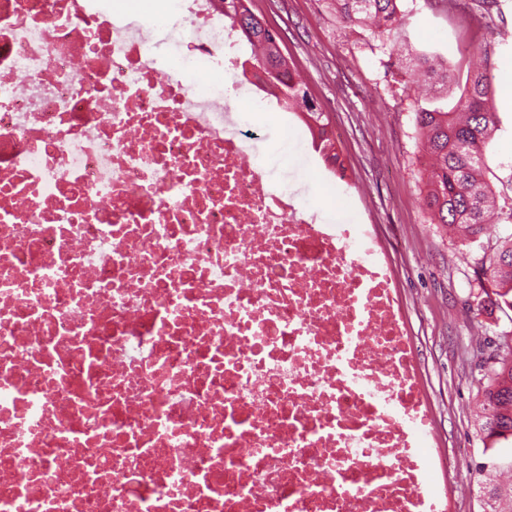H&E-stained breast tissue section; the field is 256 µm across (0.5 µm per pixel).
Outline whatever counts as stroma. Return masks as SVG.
Instances as JSON below:
<instances>
[{
	"mask_svg": "<svg viewBox=\"0 0 512 512\" xmlns=\"http://www.w3.org/2000/svg\"><path fill=\"white\" fill-rule=\"evenodd\" d=\"M251 8L279 31L300 80L328 116L345 170L323 161L293 113L248 116L249 141L271 180L287 185L305 210L329 224H366L376 234L418 346L434 427L426 453L448 456L445 468L433 469L434 484L447 512H483L476 466L486 457L474 415L484 368L512 337V318L498 309L472 313L479 301L473 268L495 240L469 244L432 223L422 203L415 114L449 110L473 63L488 56L497 129L485 153L486 179L498 196L512 197V95L504 91L512 83V43L500 44L475 0H400L401 24L382 34L343 24L329 0H252ZM394 48L440 56L450 86H438L429 99L409 93L414 76L390 59Z\"/></svg>",
	"mask_w": 512,
	"mask_h": 512,
	"instance_id": "35a3bbf8",
	"label": "stroma"
}]
</instances>
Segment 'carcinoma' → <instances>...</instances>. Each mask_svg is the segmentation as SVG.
Here are the masks:
<instances>
[{
    "instance_id": "1",
    "label": "carcinoma",
    "mask_w": 512,
    "mask_h": 512,
    "mask_svg": "<svg viewBox=\"0 0 512 512\" xmlns=\"http://www.w3.org/2000/svg\"><path fill=\"white\" fill-rule=\"evenodd\" d=\"M336 13L348 24L373 25L379 32L401 21L398 0H330ZM224 19L236 29L252 52L253 65L261 69L264 85L279 88L276 94L285 111L298 110L312 136V145L328 165L344 169L335 141L328 134L326 113L311 102L307 90L295 77L280 46V36L264 18L249 7V0H224ZM494 93L488 67L475 70L462 90L453 111L424 109L416 113L417 134L426 159L424 204L432 221L463 240L474 243L487 233V226L500 223L503 208L483 178V151L496 131L495 113L488 108ZM498 246L484 253L475 275L488 281L498 308L512 310V233L497 236ZM482 414L478 432L487 437L507 432L503 440L512 444V352L500 355L483 375ZM482 491L494 499L490 512H512V495H505L497 483L501 470L485 464L480 470Z\"/></svg>"
}]
</instances>
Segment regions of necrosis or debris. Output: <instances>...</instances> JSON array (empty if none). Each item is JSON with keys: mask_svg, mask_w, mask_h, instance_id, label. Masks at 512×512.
I'll return each instance as SVG.
<instances>
[{"mask_svg": "<svg viewBox=\"0 0 512 512\" xmlns=\"http://www.w3.org/2000/svg\"><path fill=\"white\" fill-rule=\"evenodd\" d=\"M172 43L0 0V512H445L393 271L233 129L274 97L211 0Z\"/></svg>", "mask_w": 512, "mask_h": 512, "instance_id": "4bbe7bcc", "label": "necrosis or debris"}]
</instances>
